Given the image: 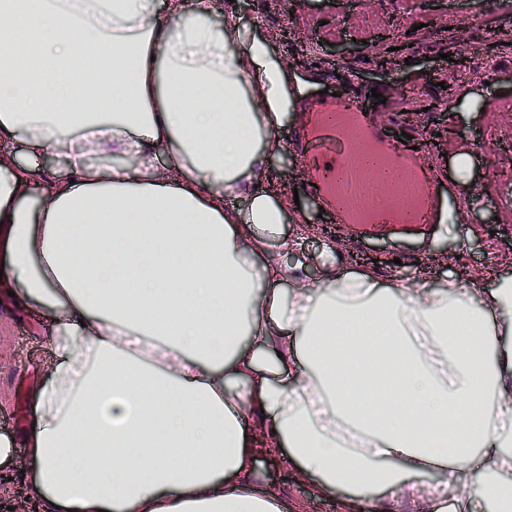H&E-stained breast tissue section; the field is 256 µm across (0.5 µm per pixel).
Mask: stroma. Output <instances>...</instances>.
I'll return each instance as SVG.
<instances>
[{
  "instance_id": "1",
  "label": "stroma",
  "mask_w": 512,
  "mask_h": 512,
  "mask_svg": "<svg viewBox=\"0 0 512 512\" xmlns=\"http://www.w3.org/2000/svg\"><path fill=\"white\" fill-rule=\"evenodd\" d=\"M241 24L268 41L273 55L290 65L302 86L278 137L289 164L268 162L262 186L297 191L282 224L291 243L282 264L297 268L300 284L321 281L323 256L337 271L371 270L380 283L433 288L458 279L473 294L495 287L489 269L512 277V223H503L502 193L512 187V167L502 150L512 147V10L504 0H236ZM402 40L408 62L378 69L386 38ZM464 65H456L460 51ZM377 89L396 98L400 129L418 137L440 133L444 154L429 157L443 224L422 232H352L328 223L308 192L309 172L289 146L307 98L327 89ZM495 145H488V138ZM468 155L460 164V155ZM50 322L37 305L23 308L0 292V436L13 442L6 463L15 491L0 495V512L37 464L26 446L32 388L53 361ZM251 483L276 495L279 512H347L356 490L319 493L315 479L285 454L256 455Z\"/></svg>"
}]
</instances>
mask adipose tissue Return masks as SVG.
Instances as JSON below:
<instances>
[{
  "label": "adipose tissue",
  "instance_id": "adipose-tissue-1",
  "mask_svg": "<svg viewBox=\"0 0 512 512\" xmlns=\"http://www.w3.org/2000/svg\"><path fill=\"white\" fill-rule=\"evenodd\" d=\"M100 56L105 101L66 74ZM292 99L234 0H0V143L69 172L0 164V287L51 321L38 512H278L248 484L247 408L321 492L415 512L450 485L454 512L512 498V278L476 302L368 271L290 287L270 251L285 209L258 176Z\"/></svg>",
  "mask_w": 512,
  "mask_h": 512
}]
</instances>
